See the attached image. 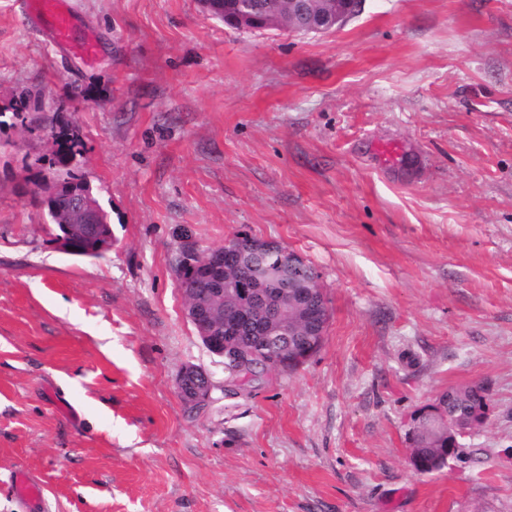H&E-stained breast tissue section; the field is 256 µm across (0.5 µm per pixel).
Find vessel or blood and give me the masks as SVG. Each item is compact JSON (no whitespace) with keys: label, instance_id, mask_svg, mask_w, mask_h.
<instances>
[{"label":"vessel or blood","instance_id":"b4317fda","mask_svg":"<svg viewBox=\"0 0 512 512\" xmlns=\"http://www.w3.org/2000/svg\"><path fill=\"white\" fill-rule=\"evenodd\" d=\"M22 11L36 32L47 35L50 45L63 47L86 62H95L99 45L94 34L77 35L71 0H23ZM14 490L27 512H38L44 500L40 483L25 472H17Z\"/></svg>","mask_w":512,"mask_h":512}]
</instances>
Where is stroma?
<instances>
[{"instance_id": "obj_1", "label": "stroma", "mask_w": 512, "mask_h": 512, "mask_svg": "<svg viewBox=\"0 0 512 512\" xmlns=\"http://www.w3.org/2000/svg\"><path fill=\"white\" fill-rule=\"evenodd\" d=\"M72 5L94 65L0 0V512L19 470L44 512H512V0H362L324 35ZM70 137L98 259L58 252L31 194ZM242 236L309 261L329 319L241 386L176 259ZM188 365L215 384L196 408ZM476 383L484 421L418 473L414 416ZM319 347L320 340L317 343L311 342L310 344H304L303 347L300 348L288 347V349H285L278 357H272L271 362L274 363L276 369H272L271 371L279 370V368L286 363H288V365L300 364L312 357L318 351ZM214 387L210 375L201 367L195 365L186 366L178 379V390L185 402H206Z\"/></svg>"}]
</instances>
